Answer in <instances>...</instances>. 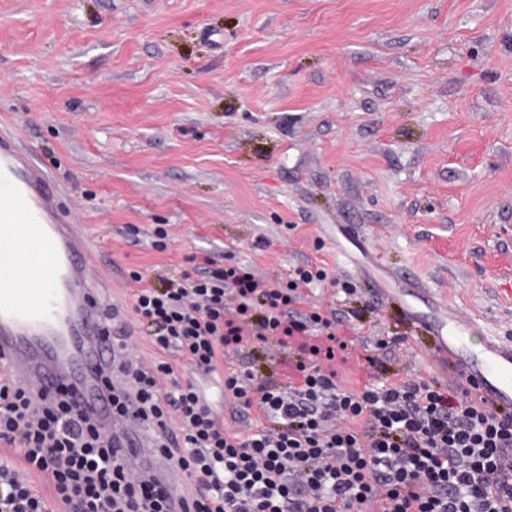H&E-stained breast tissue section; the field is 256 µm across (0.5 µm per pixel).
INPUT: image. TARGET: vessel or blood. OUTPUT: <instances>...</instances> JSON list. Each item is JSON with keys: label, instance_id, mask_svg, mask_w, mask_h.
<instances>
[{"label": "vessel or blood", "instance_id": "1", "mask_svg": "<svg viewBox=\"0 0 512 512\" xmlns=\"http://www.w3.org/2000/svg\"><path fill=\"white\" fill-rule=\"evenodd\" d=\"M36 266L30 278L20 272ZM83 225L59 210L57 188L32 151L0 132V372L31 385H75L88 414L112 426L125 463L167 484L172 512H182L183 473L151 453L152 435L134 417L112 419L100 374L124 351L101 330L110 299ZM430 347L474 382L479 399L512 410V343L486 337L481 353L465 355L463 324L449 316L424 325Z\"/></svg>", "mask_w": 512, "mask_h": 512}]
</instances>
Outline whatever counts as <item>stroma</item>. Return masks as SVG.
<instances>
[{
	"label": "stroma",
	"instance_id": "1",
	"mask_svg": "<svg viewBox=\"0 0 512 512\" xmlns=\"http://www.w3.org/2000/svg\"><path fill=\"white\" fill-rule=\"evenodd\" d=\"M0 123L124 302L196 255L312 264L302 310L400 337L390 372L463 383L402 319L430 313L409 278L469 352L512 342V0H0Z\"/></svg>",
	"mask_w": 512,
	"mask_h": 512
}]
</instances>
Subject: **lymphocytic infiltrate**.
<instances>
[{
  "mask_svg": "<svg viewBox=\"0 0 512 512\" xmlns=\"http://www.w3.org/2000/svg\"><path fill=\"white\" fill-rule=\"evenodd\" d=\"M326 276L300 267L282 286L239 263L160 269L134 294L138 326L187 371L128 356L124 388L107 396L118 417L135 397L156 453L187 472L183 512H512V412L466 388L388 377L382 338L363 356L366 381L341 386L336 362L353 349L343 319L298 309ZM253 343L288 350L289 378L243 361ZM200 376L220 377L236 415L258 425L227 427ZM0 444L15 455L0 459V512H170L169 488L122 462L111 427L84 414L71 386L35 394L0 380Z\"/></svg>",
  "mask_w": 512,
  "mask_h": 512,
  "instance_id": "f902f5d3",
  "label": "lymphocytic infiltrate"
}]
</instances>
